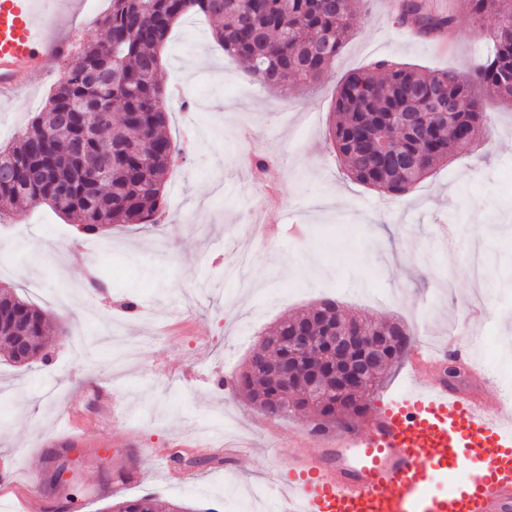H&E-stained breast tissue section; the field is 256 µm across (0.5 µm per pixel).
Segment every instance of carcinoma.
<instances>
[{
	"label": "carcinoma",
	"instance_id": "cac0c4a2",
	"mask_svg": "<svg viewBox=\"0 0 512 512\" xmlns=\"http://www.w3.org/2000/svg\"><path fill=\"white\" fill-rule=\"evenodd\" d=\"M362 0H111L102 19L104 38L72 58L44 111L13 143L0 148V201L18 208L47 203L67 220L96 235L112 224H153L164 202L170 170L168 157L178 149L162 132L167 112L157 80L159 48L176 21L191 13L215 18L214 38L224 53L247 64V73L268 88L317 82L339 56L353 29ZM469 12L493 17L492 47L466 75L448 71L420 73L408 66L378 61L349 74L338 89L329 129L337 159L347 175L395 196L410 193L462 143L448 134L457 125L479 141L489 118L474 89L512 105V88L501 73L512 72V0H463ZM418 24L422 34L451 28L453 13H436L428 0H406L403 19ZM107 78H100L101 73ZM122 109L120 122L100 123L108 137L89 141L83 153L71 151L83 127ZM398 151L397 162L385 161L379 143ZM332 308L328 318L323 310ZM357 320L335 301L279 322L271 331L273 348L257 352L234 379L259 412L287 417L309 410L319 418L318 430L351 427L367 411L366 400L400 364L404 348H391L385 367L377 370L361 392L329 391L318 400L305 386L313 379L336 383L349 364L369 359L366 349L336 352L330 346L336 327ZM323 341L312 347L310 365L296 363L286 337L298 330ZM0 336L7 360L27 367L44 359L47 327L43 311L22 299L12 287H0ZM287 365L279 374L265 362ZM296 385L284 400L288 384ZM105 512H154L148 498L129 499L114 491Z\"/></svg>",
	"mask_w": 512,
	"mask_h": 512
}]
</instances>
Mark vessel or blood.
<instances>
[{
    "label": "vessel or blood",
    "instance_id": "b4317fda",
    "mask_svg": "<svg viewBox=\"0 0 512 512\" xmlns=\"http://www.w3.org/2000/svg\"><path fill=\"white\" fill-rule=\"evenodd\" d=\"M68 51L49 35L37 0H0V98ZM450 358L480 375L456 339L414 349L404 386L367 425L290 450L282 512H512V411L434 380Z\"/></svg>",
    "mask_w": 512,
    "mask_h": 512
}]
</instances>
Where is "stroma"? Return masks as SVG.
Instances as JSON below:
<instances>
[{
	"label": "stroma",
	"instance_id": "1",
	"mask_svg": "<svg viewBox=\"0 0 512 512\" xmlns=\"http://www.w3.org/2000/svg\"><path fill=\"white\" fill-rule=\"evenodd\" d=\"M394 0H363L354 32L323 79L273 90L253 83L243 63L225 56L214 20L184 18L163 51L159 80L165 134L182 147L154 227H112L107 248L91 257L94 237L40 204L22 221L0 216V283L43 309L69 340L48 343L47 361L17 368L0 360V457L15 480L39 486L38 512H103L104 492L151 496L191 512H242L254 484L280 499L288 459L266 456L295 440L316 447L308 416L260 414L223 386L245 366L261 336L281 320L331 298L374 321L403 320L429 341L444 340L477 286L512 280V109L488 98L487 145H467L402 198L351 180L328 135L336 89L348 74L387 60L421 71L470 72L490 46L491 19L454 7L446 46L403 35ZM56 35L73 51L100 38L110 0H41ZM48 60L41 78L0 100V146L44 109L64 70ZM267 158L257 169L254 156ZM269 233L240 275L225 268L253 237ZM109 265L111 286L84 288L58 259ZM136 296V311L125 308ZM485 316L468 332H493L481 350L489 380L471 391L489 401L512 381V290L485 294ZM112 390L122 421L98 453L72 449L70 476L54 483L53 443L73 416L94 432L100 388ZM218 443L244 449L236 459L198 456L177 470L160 462L176 445Z\"/></svg>",
	"mask_w": 512,
	"mask_h": 512
}]
</instances>
